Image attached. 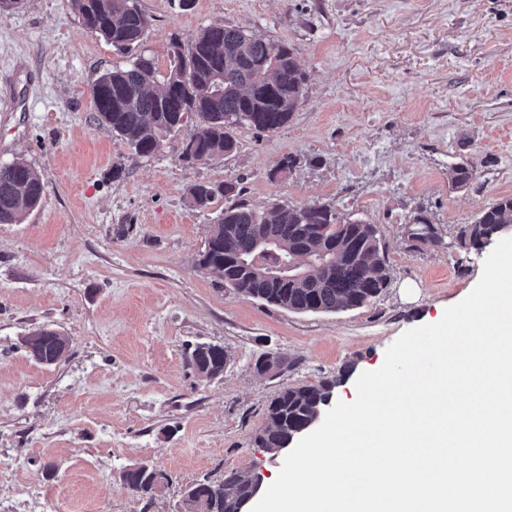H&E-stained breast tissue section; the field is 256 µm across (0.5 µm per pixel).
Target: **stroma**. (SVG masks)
<instances>
[{
	"label": "stroma",
	"instance_id": "35a3bbf8",
	"mask_svg": "<svg viewBox=\"0 0 512 512\" xmlns=\"http://www.w3.org/2000/svg\"><path fill=\"white\" fill-rule=\"evenodd\" d=\"M138 6L160 71L173 37L223 23L292 47L304 101L277 131L234 128L237 149L221 159L184 161V131L141 157L91 119V85L130 54L82 27L68 0L0 10V162L26 159L45 186L22 223L0 224V512H177L188 484L232 470L271 485L285 454L256 441L269 402L332 379L333 401H353L403 332L473 290L491 248L457 233L512 195V0ZM460 163L476 171L461 187L448 177ZM202 182L236 184L256 210L324 202L376 225L388 287L337 313L236 293L196 266L226 204L189 208ZM418 214L446 247L410 239ZM45 325L71 339L50 367L20 344ZM202 341L223 346L222 377L188 369ZM267 352L295 369L257 373ZM143 461L169 478L150 503L120 481Z\"/></svg>",
	"mask_w": 512,
	"mask_h": 512
}]
</instances>
